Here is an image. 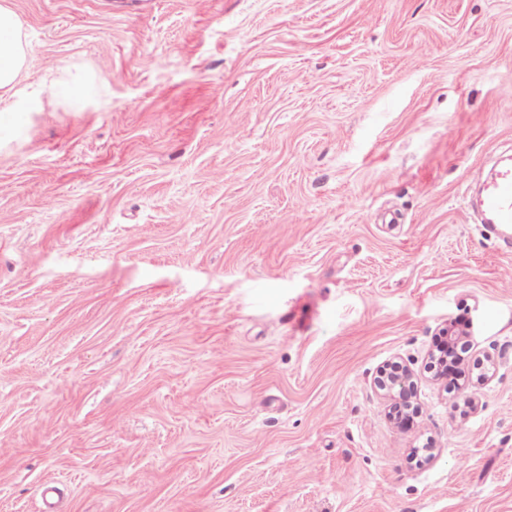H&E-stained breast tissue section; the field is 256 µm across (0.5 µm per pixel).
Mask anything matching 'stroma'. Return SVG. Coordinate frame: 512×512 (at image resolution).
<instances>
[{"label":"stroma","instance_id":"stroma-1","mask_svg":"<svg viewBox=\"0 0 512 512\" xmlns=\"http://www.w3.org/2000/svg\"><path fill=\"white\" fill-rule=\"evenodd\" d=\"M11 4L44 93L0 124V512H512V251L469 208L512 0ZM55 70L60 74L53 85V95L57 99L80 107L95 94V85L70 73V68L56 65ZM377 387L392 395L402 414L413 409L412 398L415 389L412 372L401 363H392L377 380Z\"/></svg>","mask_w":512,"mask_h":512}]
</instances>
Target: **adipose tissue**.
Here are the masks:
<instances>
[{
    "instance_id": "obj_1",
    "label": "adipose tissue",
    "mask_w": 512,
    "mask_h": 512,
    "mask_svg": "<svg viewBox=\"0 0 512 512\" xmlns=\"http://www.w3.org/2000/svg\"><path fill=\"white\" fill-rule=\"evenodd\" d=\"M25 48L22 24L7 0H0V113L33 112L40 104L38 92L19 94L17 87L32 69Z\"/></svg>"
}]
</instances>
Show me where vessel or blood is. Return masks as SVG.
Listing matches in <instances>:
<instances>
[{
	"mask_svg": "<svg viewBox=\"0 0 512 512\" xmlns=\"http://www.w3.org/2000/svg\"><path fill=\"white\" fill-rule=\"evenodd\" d=\"M481 220L507 245L512 244V163L498 164L478 195Z\"/></svg>",
	"mask_w": 512,
	"mask_h": 512,
	"instance_id": "vessel-or-blood-1",
	"label": "vessel or blood"
}]
</instances>
